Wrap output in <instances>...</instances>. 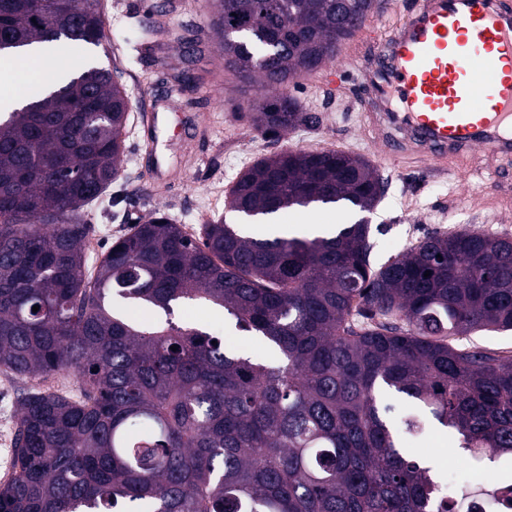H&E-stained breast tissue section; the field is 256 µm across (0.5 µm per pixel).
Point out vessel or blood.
Instances as JSON below:
<instances>
[{"label": "vessel or blood", "mask_w": 512, "mask_h": 512, "mask_svg": "<svg viewBox=\"0 0 512 512\" xmlns=\"http://www.w3.org/2000/svg\"><path fill=\"white\" fill-rule=\"evenodd\" d=\"M370 36L359 29L323 80L360 66L382 156L455 170L478 148L512 155V0H414L389 37Z\"/></svg>", "instance_id": "1"}]
</instances>
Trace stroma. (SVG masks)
Returning a JSON list of instances; mask_svg holds the SVG:
<instances>
[{
    "label": "stroma",
    "instance_id": "1",
    "mask_svg": "<svg viewBox=\"0 0 512 512\" xmlns=\"http://www.w3.org/2000/svg\"><path fill=\"white\" fill-rule=\"evenodd\" d=\"M105 29L94 53L103 67L117 75L133 102L125 135V155L119 179L82 211L89 237L106 251L127 233L133 221L163 214L196 233L201 224L224 214L227 185L255 160L286 149L342 150L375 164L388 182L384 198L370 216L372 259L381 263L433 231L475 230L492 237H512V209L494 204L496 186L491 170L473 165L465 171L436 173L428 161L380 160L379 145L361 130L358 101L363 85L349 73L339 86L326 87L302 76L288 94L306 111L322 117L314 129L299 127L271 138L258 133L244 112L262 101L265 92L241 83L224 69V57L214 51L209 20L211 0H105ZM183 35L176 42L169 28ZM208 51L194 74L198 87L180 92L177 76L187 66L195 44ZM164 118L152 135L140 123L147 109ZM153 151H146V140ZM179 317L203 322L238 354L276 362L265 340L236 329L230 316L203 305L180 309ZM50 390L77 396L73 378L64 375L13 378L12 399L0 410L17 414V396ZM409 453L429 462L435 471L460 466L465 452L457 437L432 425L422 441L407 440Z\"/></svg>",
    "mask_w": 512,
    "mask_h": 512
}]
</instances>
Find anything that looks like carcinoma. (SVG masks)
<instances>
[{
    "label": "carcinoma",
    "mask_w": 512,
    "mask_h": 512,
    "mask_svg": "<svg viewBox=\"0 0 512 512\" xmlns=\"http://www.w3.org/2000/svg\"><path fill=\"white\" fill-rule=\"evenodd\" d=\"M215 2L227 67L266 92L255 129L318 126L288 82L334 60L373 0ZM103 28L99 0H0V59L33 42L96 47ZM24 100L0 111V369L71 374L79 395L22 394L0 512H448L473 494L499 512L512 478L449 493L404 438L432 420L471 469L512 470V356L453 344L512 331L511 238L433 232L375 265L363 214L386 180L345 151H283L240 173L228 211L341 206L355 220L250 237L154 216L89 278L80 211L120 177L131 99L87 57ZM189 302L226 311L281 364L175 320Z\"/></svg>",
    "instance_id": "cac0c4a2"
}]
</instances>
